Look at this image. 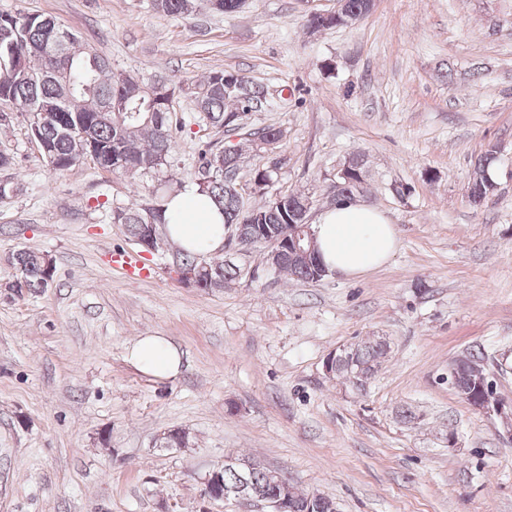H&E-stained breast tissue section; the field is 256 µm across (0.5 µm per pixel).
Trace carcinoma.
Instances as JSON below:
<instances>
[{
    "label": "carcinoma",
    "mask_w": 512,
    "mask_h": 512,
    "mask_svg": "<svg viewBox=\"0 0 512 512\" xmlns=\"http://www.w3.org/2000/svg\"><path fill=\"white\" fill-rule=\"evenodd\" d=\"M340 9L323 17L314 13L307 17L305 27L316 30L346 27L371 9V0H340ZM154 11L164 16L187 17L196 9L195 0H150ZM144 84L135 77L112 70V63L52 17L37 13L0 15V106L17 109L29 115L28 136L39 150L49 169L65 171L85 160L99 168L122 173L132 179L148 172L160 171L171 165L175 144L173 126L185 124L173 118L167 105L168 95L143 92ZM199 119L216 133L235 130L226 117L235 112H248L256 105H268L264 87L236 71L212 70L187 85ZM97 105L110 111L111 120L98 119L91 109ZM85 133L93 150L77 153L75 137ZM259 143L256 150L267 151L266 145L281 142L284 130L265 126L254 131ZM494 158L490 150L477 161L469 186L470 203L481 206L494 191L489 174ZM285 160L269 158L266 165L250 170L248 184L251 194L261 201L251 206L243 202L242 193L228 182L237 180L243 166L241 157L224 153V148L201 153L199 192L224 213V223L235 225V231L245 238L270 241L291 224H304L301 202L308 198L303 192L272 197L268 189ZM367 177L365 156H351L348 178L341 180L340 200L365 188ZM150 204L132 203L112 210V223L126 227L129 236L142 235V225H165L163 202L169 197L165 183L152 186ZM182 263L190 266L205 262L209 270L199 289L205 292L224 287L238 279L243 269L230 260H216L205 253L181 251ZM10 264L19 272L11 288L21 296L51 285L43 271L42 252L22 249L11 254ZM320 256L310 261L282 260L274 275L290 281L316 283L325 278ZM387 355V347L376 340L352 345L341 372H359L369 380ZM486 370L482 353L469 354L468 362L457 371L454 389L460 396L480 395ZM250 468H222L214 472L217 485L229 491L244 486L252 496L271 500L281 495V487L270 476V470L258 460L250 459ZM288 512H336L333 500L294 490L288 500Z\"/></svg>",
    "instance_id": "carcinoma-1"
}]
</instances>
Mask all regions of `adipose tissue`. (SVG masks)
Instances as JSON below:
<instances>
[{
	"label": "adipose tissue",
	"mask_w": 512,
	"mask_h": 512,
	"mask_svg": "<svg viewBox=\"0 0 512 512\" xmlns=\"http://www.w3.org/2000/svg\"><path fill=\"white\" fill-rule=\"evenodd\" d=\"M165 231L180 248L220 252L224 217L197 188L188 187L164 204ZM317 247L329 273L355 278L383 265L395 252L393 224L377 208L354 200L325 210L313 226ZM131 362L158 377L178 373L181 358L170 342L158 336L138 339Z\"/></svg>",
	"instance_id": "1"
}]
</instances>
